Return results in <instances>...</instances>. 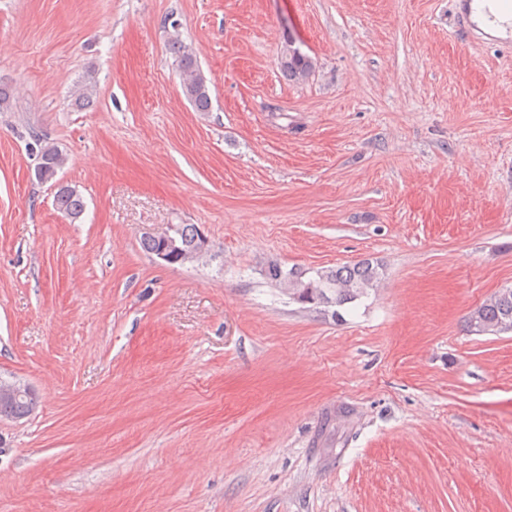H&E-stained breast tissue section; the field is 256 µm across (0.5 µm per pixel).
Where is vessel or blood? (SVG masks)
<instances>
[{
    "instance_id": "1",
    "label": "vessel or blood",
    "mask_w": 512,
    "mask_h": 512,
    "mask_svg": "<svg viewBox=\"0 0 512 512\" xmlns=\"http://www.w3.org/2000/svg\"><path fill=\"white\" fill-rule=\"evenodd\" d=\"M453 25L467 42L497 43L498 32L512 40V0H452Z\"/></svg>"
}]
</instances>
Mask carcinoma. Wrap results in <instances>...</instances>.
Wrapping results in <instances>:
<instances>
[{
    "instance_id": "cac0c4a2",
    "label": "carcinoma",
    "mask_w": 512,
    "mask_h": 512,
    "mask_svg": "<svg viewBox=\"0 0 512 512\" xmlns=\"http://www.w3.org/2000/svg\"><path fill=\"white\" fill-rule=\"evenodd\" d=\"M181 75L183 93L198 112H208L211 97L206 80L200 71L193 48L179 40L173 42ZM281 70L291 81H305L313 72V62L292 39H287L280 61ZM67 157L57 147L46 145L40 148L35 168L45 174H57L66 165ZM57 208L77 218L82 214L84 203L72 189L58 191L55 195ZM199 228L194 224H176L172 235L180 240L182 253L179 264L193 262V243ZM267 278L282 288L294 301L317 306L323 302L337 307L351 303L368 294L381 280L379 265L369 259L353 265L328 268L308 278L298 269L285 271L276 263L268 265ZM470 331L480 335L489 332H512V289L491 296L475 308L467 319Z\"/></svg>"
}]
</instances>
